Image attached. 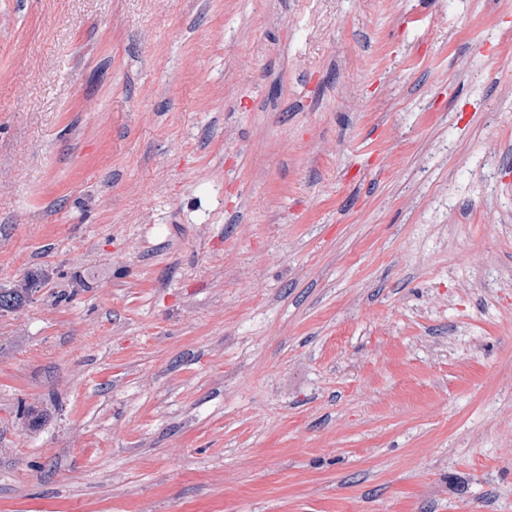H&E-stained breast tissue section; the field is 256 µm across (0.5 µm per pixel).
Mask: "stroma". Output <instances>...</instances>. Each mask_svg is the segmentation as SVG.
Listing matches in <instances>:
<instances>
[{
  "instance_id": "stroma-1",
  "label": "stroma",
  "mask_w": 512,
  "mask_h": 512,
  "mask_svg": "<svg viewBox=\"0 0 512 512\" xmlns=\"http://www.w3.org/2000/svg\"><path fill=\"white\" fill-rule=\"evenodd\" d=\"M0 512H512V0H0Z\"/></svg>"
}]
</instances>
